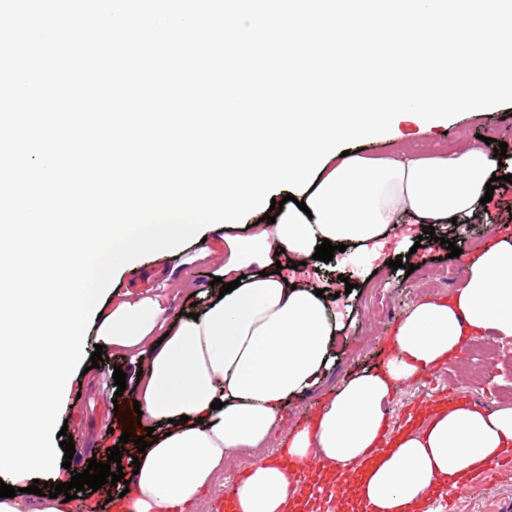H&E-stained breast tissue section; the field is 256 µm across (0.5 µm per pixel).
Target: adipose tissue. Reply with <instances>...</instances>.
I'll list each match as a JSON object with an SVG mask.
<instances>
[{"instance_id": "ef3b65f1", "label": "adipose tissue", "mask_w": 512, "mask_h": 512, "mask_svg": "<svg viewBox=\"0 0 512 512\" xmlns=\"http://www.w3.org/2000/svg\"><path fill=\"white\" fill-rule=\"evenodd\" d=\"M495 171L480 146L424 157L395 149L376 158L332 157L275 222L224 229L223 282L209 291L198 319L168 323L164 295L127 292L103 312L97 338L106 349L136 354L163 335L138 379L140 419L151 447L138 458L128 496L135 512H185L235 451L267 447L289 400L313 388L334 360L341 328L313 288L270 273L276 252L311 262L322 240L369 252L401 218L444 224L482 214L480 200ZM464 277L445 298L423 296L401 314L393 349L379 365L344 379L313 422L293 429L288 455L316 457L323 472L314 495L298 500L296 480L280 466L255 465L233 490L234 512L314 510L332 486L373 512H414L430 481L456 489L495 460L512 456V407L465 403L430 411L421 427L388 432L386 406L403 383L457 359L468 336L512 338V237L467 252ZM221 409H212V402Z\"/></svg>"}]
</instances>
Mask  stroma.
<instances>
[{
    "mask_svg": "<svg viewBox=\"0 0 512 512\" xmlns=\"http://www.w3.org/2000/svg\"><path fill=\"white\" fill-rule=\"evenodd\" d=\"M488 137L486 151H493L495 142L506 143V156L501 174H512V104L487 110L479 117L459 114L449 119L447 125L424 129L405 120L393 128L389 136L404 143L416 152L433 155L444 152L446 143H453L455 150L476 144L478 136ZM485 224L480 231L471 232L464 225L439 224L434 238L423 235L416 224H401L395 235L389 236L380 257H372L362 250L349 248L335 252L330 262L308 264L303 270L290 268L288 256H281L282 274L288 281L320 287L323 280L335 282L337 296L331 299L333 311L342 315L345 325L336 338V361L308 393L288 402L282 419L275 430L271 445L254 451H237L227 457L224 469L196 501V512H217L227 486L233 485L245 472L258 462L276 459L280 445L290 430L303 421L305 409L332 396L340 383L350 374L372 367L392 350V328L400 315L420 296L435 294L448 296L461 280L464 267L459 258L447 255L440 246V238L450 239L462 251H469L476 244L485 242L491 228L497 224L512 225V184L495 191L485 208ZM408 257L415 264L413 273L405 269H392L390 259ZM448 271V279L436 280V288H428L438 271ZM181 272L174 260L160 253L141 257L136 270L119 268L113 276L109 290L114 294L141 291L167 284L170 290V322H178L186 314L198 313L205 305V297L193 298L181 294L176 284ZM386 298L388 314L382 321L371 322L370 316L378 298ZM93 336H86L81 372L73 373L72 381L63 399L66 407L62 413L67 421V432L78 442L70 467L55 465L45 474V482L58 483L71 478L73 470L83 466L93 455L117 445L122 434L118 427L115 404H127L137 389L140 362L112 351L103 353L99 364H92ZM498 357L494 367L477 372L472 368L471 350L463 348L460 357L448 365L433 368L413 382L403 385L387 406L390 429H398L406 421L423 424L426 413L440 406V394L453 390L463 401L477 403L485 409L502 405L512 406V338L495 339ZM126 375L125 391H118L112 378L115 369ZM437 512H512V471L490 463L480 480L466 486L465 495L459 496L456 505L447 501L437 504Z\"/></svg>",
    "mask_w": 512,
    "mask_h": 512,
    "instance_id": "obj_1",
    "label": "stroma"
}]
</instances>
